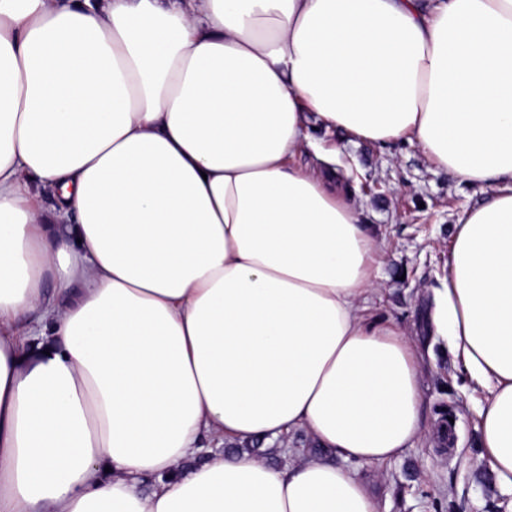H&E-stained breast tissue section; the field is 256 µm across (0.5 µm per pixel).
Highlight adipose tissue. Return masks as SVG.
Returning a JSON list of instances; mask_svg holds the SVG:
<instances>
[{
    "mask_svg": "<svg viewBox=\"0 0 512 512\" xmlns=\"http://www.w3.org/2000/svg\"><path fill=\"white\" fill-rule=\"evenodd\" d=\"M312 119L487 188L430 323L512 488V0H0V512H377L424 356Z\"/></svg>",
    "mask_w": 512,
    "mask_h": 512,
    "instance_id": "obj_1",
    "label": "adipose tissue"
}]
</instances>
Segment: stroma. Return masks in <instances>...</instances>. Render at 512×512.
Wrapping results in <instances>:
<instances>
[{"mask_svg":"<svg viewBox=\"0 0 512 512\" xmlns=\"http://www.w3.org/2000/svg\"><path fill=\"white\" fill-rule=\"evenodd\" d=\"M336 161L354 189L365 223L377 234L372 269L381 285L372 313L417 339L428 357L420 378L425 438L399 458L361 465L379 512H512V490L496 485L479 460L481 389L442 340L431 336L428 310L458 215L482 195L429 165L407 141L382 147L341 141ZM451 418L453 449L438 430Z\"/></svg>","mask_w":512,"mask_h":512,"instance_id":"stroma-1","label":"stroma"}]
</instances>
